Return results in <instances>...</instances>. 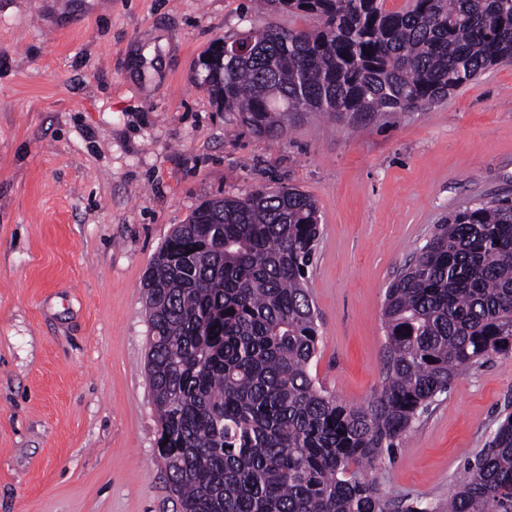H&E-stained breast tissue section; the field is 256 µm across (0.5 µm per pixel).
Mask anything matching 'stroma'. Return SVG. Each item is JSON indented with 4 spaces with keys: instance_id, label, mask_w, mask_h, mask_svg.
<instances>
[{
    "instance_id": "obj_1",
    "label": "stroma",
    "mask_w": 512,
    "mask_h": 512,
    "mask_svg": "<svg viewBox=\"0 0 512 512\" xmlns=\"http://www.w3.org/2000/svg\"><path fill=\"white\" fill-rule=\"evenodd\" d=\"M251 0H0V512H179L147 379L144 275L203 202L294 185L317 202V384L381 387L385 291L433 226L512 199V62L442 100L311 115L259 138L201 88ZM512 411V356L455 379L373 476L447 501Z\"/></svg>"
}]
</instances>
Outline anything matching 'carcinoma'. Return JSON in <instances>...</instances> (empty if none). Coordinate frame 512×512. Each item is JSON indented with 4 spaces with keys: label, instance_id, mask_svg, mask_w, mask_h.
<instances>
[{
    "label": "carcinoma",
    "instance_id": "cac0c4a2",
    "mask_svg": "<svg viewBox=\"0 0 512 512\" xmlns=\"http://www.w3.org/2000/svg\"><path fill=\"white\" fill-rule=\"evenodd\" d=\"M259 3L315 24L224 37L237 50L212 44L200 87L266 138L298 112L418 108L512 60V0ZM320 233L309 195L261 187L202 203L146 272L147 376L181 512H433L386 500L370 472L456 377L512 355V202H479L434 225L387 288L381 390L325 394L309 372ZM446 512H512V413Z\"/></svg>",
    "mask_w": 512,
    "mask_h": 512
}]
</instances>
